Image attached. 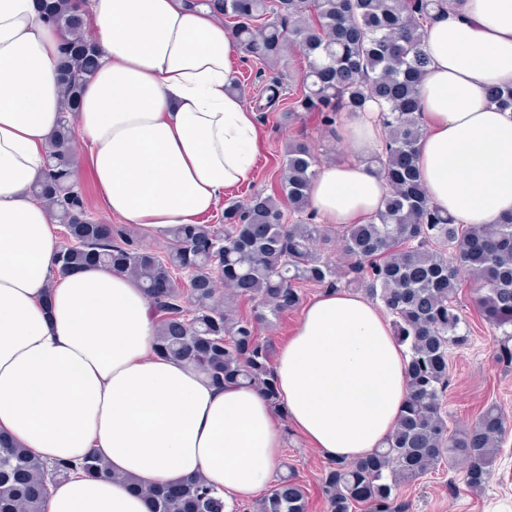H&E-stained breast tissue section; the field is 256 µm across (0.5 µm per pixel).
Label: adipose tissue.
I'll return each mask as SVG.
<instances>
[{
	"mask_svg": "<svg viewBox=\"0 0 512 512\" xmlns=\"http://www.w3.org/2000/svg\"><path fill=\"white\" fill-rule=\"evenodd\" d=\"M100 59L73 116L107 209L167 236L250 179L259 133L237 91L241 48L187 0H76ZM63 37L40 0H0V431L47 464L105 461L113 479L68 473L45 512H150L128 477L159 486L202 476L224 501L271 481L283 413L328 457H359L395 429L408 357L379 308L329 289L276 352L277 404L255 386L212 384L156 353L158 318L130 275L55 272L54 219L32 195L61 119ZM424 135L417 166L431 202L465 224L512 209V0H452L422 44ZM378 108L344 132L354 159L317 166L309 204L324 224L365 223L388 185L357 153L375 148Z\"/></svg>",
	"mask_w": 512,
	"mask_h": 512,
	"instance_id": "1",
	"label": "adipose tissue"
}]
</instances>
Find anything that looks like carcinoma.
Instances as JSON below:
<instances>
[{"label": "carcinoma", "instance_id": "1", "mask_svg": "<svg viewBox=\"0 0 512 512\" xmlns=\"http://www.w3.org/2000/svg\"><path fill=\"white\" fill-rule=\"evenodd\" d=\"M450 0H201L232 20V35L246 54L276 63L289 41L305 68L288 96V121L317 113L336 135L340 112L359 114L379 106L381 148L363 164L391 187L364 224L343 227L341 249L348 283L365 287L392 317L397 340L407 347L408 396L395 430L382 446L349 461L338 460L322 478L329 512H400L396 486L411 483L443 463L462 458L464 481L473 492L492 475L504 432L502 408L488 404L469 427L449 430L443 411L448 386V351L460 347L459 289L465 273L478 275L474 305L485 323L512 338V210L495 224H459L436 208L421 182L417 146L423 136L418 85L428 64L420 45L427 27ZM42 13L69 35L61 46L59 81L65 112L77 111L82 83L98 66V51L84 19L67 0H43ZM292 82L279 73L266 88L267 104L280 102ZM490 103L512 111V86L489 90ZM75 130L64 116L51 142L34 196L45 202L64 228L66 244L56 256L63 275L102 265L131 275L159 313L156 349L204 371L213 384L260 387L277 399L271 344L257 324L298 307L302 287L337 288L336 268L319 253L318 227L308 191L315 175L314 148L305 139L288 144L281 195L258 192L229 201L222 224H178L164 255L143 248L123 226L90 219L75 189ZM293 220H288V217ZM184 274L176 283V274ZM252 303V314H228L217 300L218 283ZM87 477L112 478L93 455L79 464ZM58 467L18 447L0 433V512H44ZM151 512H224V501L200 476L146 486ZM235 512H306L304 487L292 476L277 480L269 494Z\"/></svg>", "mask_w": 512, "mask_h": 512}]
</instances>
